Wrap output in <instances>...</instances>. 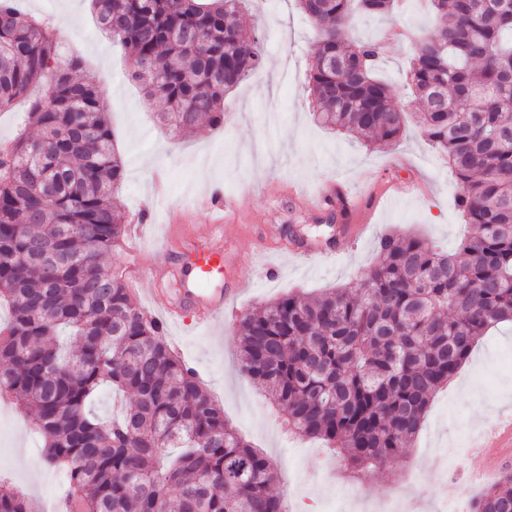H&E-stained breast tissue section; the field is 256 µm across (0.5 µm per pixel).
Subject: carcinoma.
Masks as SVG:
<instances>
[{
  "label": "carcinoma",
  "mask_w": 512,
  "mask_h": 512,
  "mask_svg": "<svg viewBox=\"0 0 512 512\" xmlns=\"http://www.w3.org/2000/svg\"><path fill=\"white\" fill-rule=\"evenodd\" d=\"M388 14L397 0H299L320 38L308 79L317 121L365 145L399 140L405 112L376 77L381 48L348 46L352 2ZM246 0H92L100 30L129 50L174 137L264 64L244 35ZM435 30L407 75L426 102L425 138L460 181L471 228L455 252L393 232L355 290L287 294L244 312L242 369L272 390L292 432L320 439L361 472L416 437L433 395L477 339L512 322V0H431ZM50 22L0 0V110L46 81L24 125L0 143V398L32 420L44 461L65 469V512H283L274 463L224 420L163 326L101 260L126 235L115 152L99 86L77 80ZM35 127L32 136L28 127ZM109 386L133 403L117 417L89 404ZM0 512H33L0 479ZM472 512H512V471Z\"/></svg>",
  "instance_id": "obj_1"
}]
</instances>
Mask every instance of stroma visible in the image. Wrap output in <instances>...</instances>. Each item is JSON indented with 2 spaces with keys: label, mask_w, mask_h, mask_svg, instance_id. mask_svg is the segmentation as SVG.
<instances>
[{
  "label": "stroma",
  "mask_w": 512,
  "mask_h": 512,
  "mask_svg": "<svg viewBox=\"0 0 512 512\" xmlns=\"http://www.w3.org/2000/svg\"><path fill=\"white\" fill-rule=\"evenodd\" d=\"M24 11L48 20L68 54L82 61L79 78L93 79L108 92L114 147L125 162L114 196L135 237L113 250L105 269L130 275L133 265L167 260L168 279H131L132 296L146 315L162 320L172 348L223 408L226 421L275 463L276 491L287 512H396L402 501L412 503L413 512H440V491L447 484L458 486L461 512H472L485 485L469 475V447L455 442L467 432L488 453L498 451L494 429L512 415V324L479 339L435 394L422 430L407 448L382 469L355 477L334 450L291 435L261 387L241 371L234 319L198 331L186 322L166 321L151 305L154 287L174 293L180 254L206 233L212 217L191 200L209 187L239 199L224 236V286L240 289L236 305L244 310L290 291L313 296L352 286L373 263L379 238L392 231L416 233L439 249L456 248L467 232L454 202L460 186L424 140L406 81L432 26L429 4L402 5L392 16L360 12L344 32L347 42L376 40L383 46L379 76L406 113L398 145L385 150L314 121L307 77L318 33L297 0H249L242 25L259 38L264 65L225 97L223 126L205 124L184 138L172 137L159 123L161 105L145 99L132 77L131 56L102 33L89 0H26ZM336 179L353 212L341 215L325 238L310 240L320 259H289V225L320 223L329 209L313 197ZM357 211L372 224L371 236L351 241L343 258L328 257L329 240L353 223ZM261 241L283 255L276 277L265 275L256 254ZM0 477L22 488L42 512H57L65 476L45 463L29 416L6 400H0Z\"/></svg>",
  "instance_id": "1"
}]
</instances>
